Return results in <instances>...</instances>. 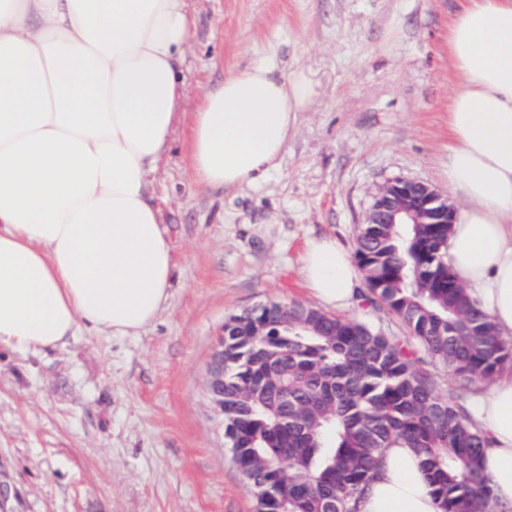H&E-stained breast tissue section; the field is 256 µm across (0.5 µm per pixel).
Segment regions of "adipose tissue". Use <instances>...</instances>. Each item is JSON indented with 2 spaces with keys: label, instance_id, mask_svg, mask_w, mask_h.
Here are the masks:
<instances>
[{
  "label": "adipose tissue",
  "instance_id": "obj_1",
  "mask_svg": "<svg viewBox=\"0 0 512 512\" xmlns=\"http://www.w3.org/2000/svg\"><path fill=\"white\" fill-rule=\"evenodd\" d=\"M186 0H0V348L38 354L80 326L132 334L169 299L172 247L149 194L187 99ZM448 186L465 205L448 264L512 337V0H463L448 23ZM316 94L258 64L201 92L197 184L234 188L273 168ZM301 273L343 308L357 273L328 237ZM496 512H512V378L470 404ZM356 512H440L415 449L384 450Z\"/></svg>",
  "mask_w": 512,
  "mask_h": 512
}]
</instances>
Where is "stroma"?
<instances>
[{
    "instance_id": "stroma-1",
    "label": "stroma",
    "mask_w": 512,
    "mask_h": 512,
    "mask_svg": "<svg viewBox=\"0 0 512 512\" xmlns=\"http://www.w3.org/2000/svg\"><path fill=\"white\" fill-rule=\"evenodd\" d=\"M459 0H188L190 95L249 65L303 73L316 95L278 164L230 190L196 185L189 111L149 190L170 240V297L137 333L82 330L35 356L0 351V512H254L206 380L221 330L259 304L315 305L307 240L355 252L373 195L395 179L448 189V21ZM269 224L259 234L258 224ZM359 300L395 336L401 321Z\"/></svg>"
}]
</instances>
